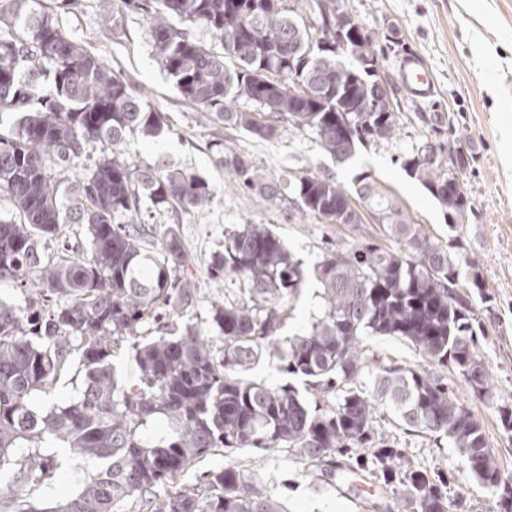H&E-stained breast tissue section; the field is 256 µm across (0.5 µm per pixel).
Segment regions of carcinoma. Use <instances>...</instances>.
<instances>
[{
  "mask_svg": "<svg viewBox=\"0 0 512 512\" xmlns=\"http://www.w3.org/2000/svg\"><path fill=\"white\" fill-rule=\"evenodd\" d=\"M122 3L146 15L155 54L178 91L251 139L273 141L289 123L344 164L400 128L381 106L379 51L363 31L353 37L320 24L312 35L284 0ZM37 4L0 0V116H16L13 127L0 130V193L14 204V216L0 217V279L29 284L55 302L24 325L15 307L0 301V496L46 480L43 449L56 446L98 460V471L66 501L18 512H123L136 494L150 512H281L230 462L210 472L203 487L159 501L153 495L214 450L258 448L286 451L329 477L376 480L375 512H450L446 478L375 435L383 410L409 432L448 439L498 512H512V474L501 469L473 413L426 368L471 373L473 396L492 397L477 351L486 322L457 291L459 259L431 242L365 172L355 176L352 192L326 174H273L224 148L218 162L246 190L271 203L288 196L299 212L326 224H357L361 212H377L398 247L322 254L310 271L320 284L319 311L283 343V313L293 309L310 272L269 227L243 224L210 262L215 276L243 294L212 310L221 354L198 329L175 322L169 335L133 344L139 376L122 381L114 349L158 312L173 317L194 297L191 281L176 277L190 262L176 228L163 233L155 251L133 228L146 223L142 200L198 211L213 202L214 190L198 174L132 170L117 157L127 135H161L163 113ZM195 25L221 40L224 55L196 40ZM294 85L302 97L289 91ZM242 99L253 109H238ZM434 132L439 154L453 144L458 170L466 171L465 135L455 117ZM89 144L100 146V156L75 175ZM424 146L414 147L402 167L452 220L471 209L470 200L458 177H441L436 164L420 161ZM63 224L85 225L86 244L50 258L42 243L56 240ZM365 336L401 338L425 363L374 369L360 352ZM73 352L84 370L77 398L50 409L33 402L50 395ZM263 354L306 378L315 405L293 385L242 380L239 373ZM321 395L335 400L330 410L317 405ZM157 419L167 430L146 435Z\"/></svg>",
  "mask_w": 512,
  "mask_h": 512,
  "instance_id": "obj_1",
  "label": "carcinoma"
}]
</instances>
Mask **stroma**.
<instances>
[{"label":"stroma","mask_w":512,"mask_h":512,"mask_svg":"<svg viewBox=\"0 0 512 512\" xmlns=\"http://www.w3.org/2000/svg\"><path fill=\"white\" fill-rule=\"evenodd\" d=\"M40 2L68 34L102 57L164 114L167 131L157 137L128 135L121 147L122 160L137 169L166 165L188 170L203 176L214 190L209 208L190 213L174 208L154 210L144 227L146 243L152 246L168 226H176L192 258L188 276L195 299L180 313V323L209 332L212 305L238 297V287L215 279L209 267L211 254L223 248L225 235L238 225H268L307 268L328 246L393 244L381 225L326 224L299 215L291 203L276 205L241 191L219 166L218 148L233 142L271 172L322 173L347 187L357 173L367 172L373 184L396 199L433 242L459 254L462 274L475 267L483 277L494 316L487 324L480 353L492 375L493 397L488 402L477 401L453 370L445 368L441 374L481 423L500 466L512 472V433L502 431L496 412L497 404L512 402V0H344L372 37L381 40L393 30L401 43L400 48L386 49L380 58L392 98L401 109L400 134L391 141L368 144L345 164L334 162L312 135L289 128L271 143L248 139L196 107L178 92L159 62L147 20L125 12L120 0L112 2L120 25L116 34L101 25L98 0ZM407 50L425 61L438 89L435 100L413 101L404 92L398 65ZM435 112L456 116L467 136L464 149L474 156L462 176L472 212L467 224L455 233L449 232L440 205L408 177L398 161L412 147L433 138L430 117ZM362 350L387 365L413 367L422 361L409 343L395 338H364ZM376 425L424 467L447 477L450 512H497L492 495L469 476L464 458L448 441L407 434L391 414L378 418ZM45 455L52 469L50 479L24 488L6 503L7 512H17L26 502L64 501L98 468L96 461L67 448H49ZM228 462L258 483L285 512H371L372 487L311 474L299 460L282 452L248 448L227 456L216 450L177 482L183 487L195 485L206 472L222 469Z\"/></svg>","instance_id":"obj_1"}]
</instances>
